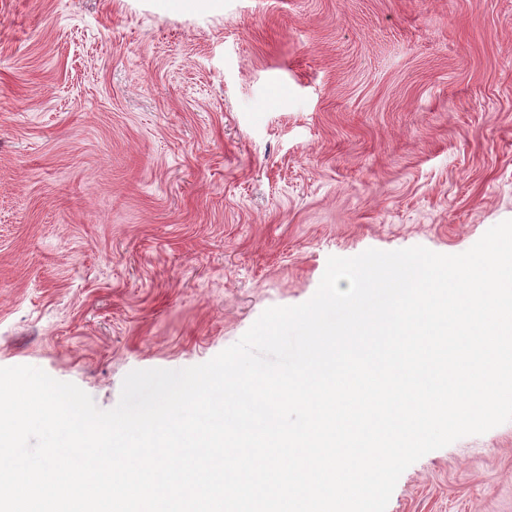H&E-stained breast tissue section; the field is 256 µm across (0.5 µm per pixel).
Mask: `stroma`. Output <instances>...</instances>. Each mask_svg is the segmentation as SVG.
Segmentation results:
<instances>
[{"label":"stroma","mask_w":512,"mask_h":512,"mask_svg":"<svg viewBox=\"0 0 512 512\" xmlns=\"http://www.w3.org/2000/svg\"><path fill=\"white\" fill-rule=\"evenodd\" d=\"M512 219V0H0V367L102 410L310 299L331 256ZM387 512H512V421Z\"/></svg>","instance_id":"35a3bbf8"}]
</instances>
